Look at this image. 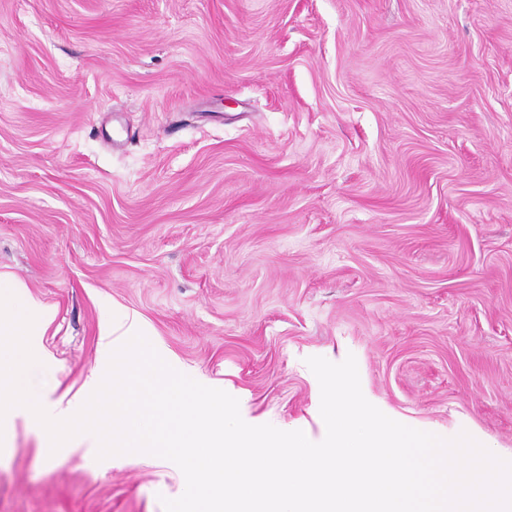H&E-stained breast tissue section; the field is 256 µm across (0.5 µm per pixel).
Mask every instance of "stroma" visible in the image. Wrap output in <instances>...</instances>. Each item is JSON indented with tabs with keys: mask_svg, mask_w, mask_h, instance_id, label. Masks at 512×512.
Instances as JSON below:
<instances>
[{
	"mask_svg": "<svg viewBox=\"0 0 512 512\" xmlns=\"http://www.w3.org/2000/svg\"><path fill=\"white\" fill-rule=\"evenodd\" d=\"M0 277L86 400L113 310L243 420L322 439L306 358L512 452V0H0ZM0 430V512H164L183 474Z\"/></svg>",
	"mask_w": 512,
	"mask_h": 512,
	"instance_id": "1",
	"label": "stroma"
}]
</instances>
